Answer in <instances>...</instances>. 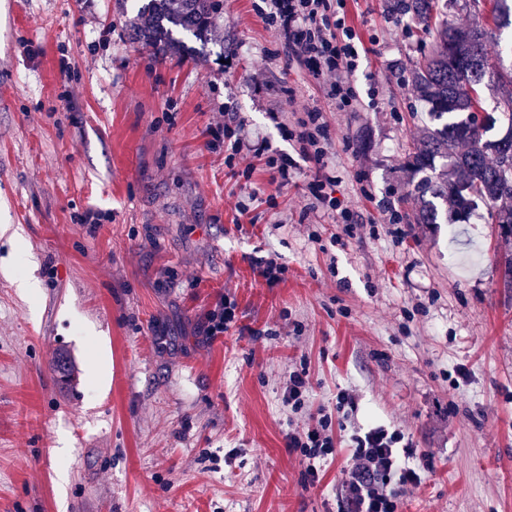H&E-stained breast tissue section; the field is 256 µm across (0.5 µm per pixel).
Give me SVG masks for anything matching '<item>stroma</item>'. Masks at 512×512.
Here are the masks:
<instances>
[{
	"label": "stroma",
	"mask_w": 512,
	"mask_h": 512,
	"mask_svg": "<svg viewBox=\"0 0 512 512\" xmlns=\"http://www.w3.org/2000/svg\"><path fill=\"white\" fill-rule=\"evenodd\" d=\"M220 4L187 56L136 39V0H0V225L17 232L0 236V512H338L343 445L371 423L432 466L402 512H512V235L482 203L411 221L406 160L431 124L411 74L436 26L349 0L366 49L349 112L249 0ZM305 105L351 228L310 193ZM224 114L293 159L287 188L211 145ZM269 253L274 285L251 263ZM225 295L236 325L204 336ZM322 407L341 450L312 487L285 436ZM276 255H268L255 259V265L259 269V275L267 284L273 285L283 280L286 267L278 261ZM309 384L308 374L305 369L291 372L288 378V386H286L282 394L281 402L283 406L291 407L294 411L301 409L307 397Z\"/></svg>",
	"instance_id": "1"
}]
</instances>
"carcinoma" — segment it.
<instances>
[{
	"label": "carcinoma",
	"instance_id": "cac0c4a2",
	"mask_svg": "<svg viewBox=\"0 0 512 512\" xmlns=\"http://www.w3.org/2000/svg\"><path fill=\"white\" fill-rule=\"evenodd\" d=\"M408 3L415 20L431 18L434 0ZM219 13V0H147L138 9L139 38L159 51L188 52L184 37L204 38ZM489 20L497 29L512 28V0H493ZM490 35L483 22L461 30L445 18L423 65L412 72L414 92L442 122L408 154L419 204L416 224L439 223V200L460 218L478 198L489 206L494 223L512 229V176L503 175L502 139L486 138L494 119H476L483 86L496 87L512 102V64L491 63Z\"/></svg>",
	"mask_w": 512,
	"mask_h": 512
}]
</instances>
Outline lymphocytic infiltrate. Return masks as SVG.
Instances as JSON below:
<instances>
[{
	"label": "lymphocytic infiltrate",
	"mask_w": 512,
	"mask_h": 512,
	"mask_svg": "<svg viewBox=\"0 0 512 512\" xmlns=\"http://www.w3.org/2000/svg\"><path fill=\"white\" fill-rule=\"evenodd\" d=\"M252 9L283 38L289 58L325 82L327 96L340 108L358 105L360 96L349 77L358 66L360 52L356 32L347 23L346 0H253ZM299 126L300 152L316 164L312 193L331 213L350 221V210L325 192L334 178L325 160L329 130L321 111L306 110ZM209 134L216 143L230 140L233 155L265 156L263 138L244 125L219 122L210 126ZM265 158L271 182L287 186L291 161L283 156ZM286 440L288 448L300 452L306 461L308 483L316 484L321 462L336 453L331 413L321 412L316 425L289 430ZM348 446L351 464L341 482L342 512H400L403 497L426 479V468L409 466L414 450L400 429L375 426L358 431L350 436Z\"/></svg>",
	"instance_id": "lymphocytic-infiltrate-1"
}]
</instances>
